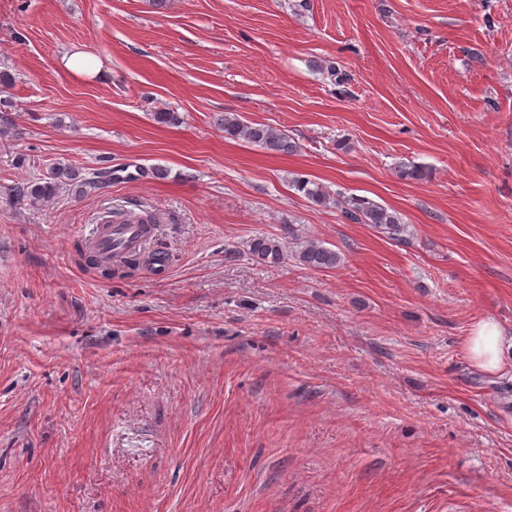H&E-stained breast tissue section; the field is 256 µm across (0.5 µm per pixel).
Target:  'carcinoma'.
I'll list each match as a JSON object with an SVG mask.
<instances>
[{
    "mask_svg": "<svg viewBox=\"0 0 512 512\" xmlns=\"http://www.w3.org/2000/svg\"><path fill=\"white\" fill-rule=\"evenodd\" d=\"M224 135L257 145L274 153L289 154L296 150L297 145L285 133L270 125L249 123L236 114H224L221 119ZM112 171L101 167L91 173L88 178L81 179L79 193L89 190H100L111 181ZM76 180V173L70 166L59 163L55 165L46 178H35L15 187L16 195L26 198L31 204L42 206L54 199L58 191L71 185ZM292 186L312 204L327 206L334 204L340 207L345 219L357 224H369L379 231L397 240L405 232L404 222L399 214L374 200L363 196H331L326 188L308 179L297 178ZM112 224H156L158 220L150 212L142 214H126L116 212ZM248 252L253 259L261 264H277L286 256V241L280 236H256L248 242ZM298 260L313 269H332L342 262L341 253L328 248L322 242L309 240L298 253Z\"/></svg>",
    "mask_w": 512,
    "mask_h": 512,
    "instance_id": "1",
    "label": "carcinoma"
}]
</instances>
